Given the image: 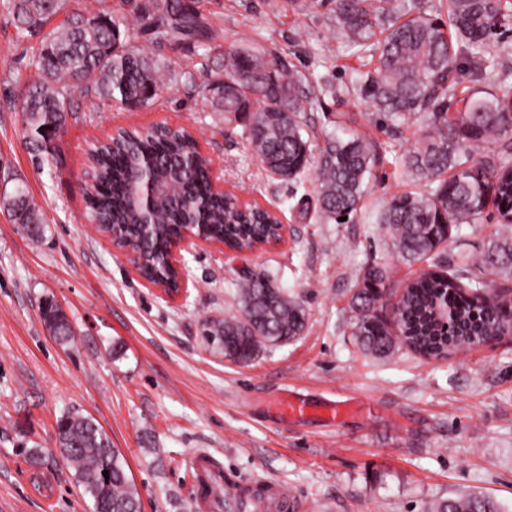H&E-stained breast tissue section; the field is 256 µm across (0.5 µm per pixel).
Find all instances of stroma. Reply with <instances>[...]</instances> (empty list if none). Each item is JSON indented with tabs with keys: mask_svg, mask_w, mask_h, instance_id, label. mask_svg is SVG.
Here are the masks:
<instances>
[{
	"mask_svg": "<svg viewBox=\"0 0 512 512\" xmlns=\"http://www.w3.org/2000/svg\"><path fill=\"white\" fill-rule=\"evenodd\" d=\"M195 0L218 37L160 45L136 40L191 85L165 84L157 102L128 112L97 96H74V111L54 143L53 160L35 169L25 146L20 97L35 69L30 43H17L0 17V188L25 189L39 206V235L24 234L0 211V512H92L57 446V420L70 409L92 417L129 465L142 512H196L190 456L213 454L225 475L263 476L297 492L306 512H425L427 503L481 493L512 512V335L495 344L425 360L408 349L377 359L363 354L349 301L369 265H383L399 292L420 271L396 255L378 215L406 178L395 159L420 128L392 129L372 107L347 95L370 68L362 47L343 36L330 0ZM278 47L302 71L342 89L313 112L310 136L324 145L352 130L370 136L378 155L350 221L320 219L313 175L270 176L243 128L212 111L205 69L223 64L241 40ZM181 126L199 141L213 172L237 198L276 207L288 233L279 245L230 257L203 246L185 255L194 286L176 300L144 287L129 258L84 218L87 153L116 127ZM495 212L452 232L444 264L464 245L482 244ZM266 273L309 317L303 335L238 363L208 343L206 319L238 310L236 283ZM59 304L72 342H57L40 308ZM312 401L355 399L370 413L341 426L322 418L290 423L267 409L287 393ZM39 446L53 489L31 485L26 451Z\"/></svg>",
	"mask_w": 512,
	"mask_h": 512,
	"instance_id": "35a3bbf8",
	"label": "stroma"
}]
</instances>
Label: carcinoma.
<instances>
[{"label":"carcinoma","mask_w":512,"mask_h":512,"mask_svg":"<svg viewBox=\"0 0 512 512\" xmlns=\"http://www.w3.org/2000/svg\"><path fill=\"white\" fill-rule=\"evenodd\" d=\"M123 2L139 29L157 43L216 39L183 0ZM331 3L341 32L359 43L373 63V69L359 75L354 95L392 128L420 118L426 123L400 157L413 186L392 196L379 223L404 263L431 261L433 269L409 282L387 315L377 312L386 269L375 264L364 270L349 302L359 348L368 356L387 358L405 346L433 359L471 349L482 336L512 333V302L485 293V276L512 279V146L502 143L512 131V73L490 70L484 55L491 39L512 24V0H438L437 18L419 0L411 16L397 0ZM59 13L66 20L45 30ZM0 16L12 22L20 43L41 35L32 58L37 76L24 90L21 106L25 144L38 170L53 159L75 91L132 111L153 105L166 73L175 82L194 81L192 72L176 73L165 59L134 47L126 16L112 13L105 0H96L91 14L71 7V0H0ZM463 56L472 63L475 82H490L492 88L463 85ZM203 89L212 111L224 113V121L244 123L266 172L296 181L312 170L323 217L336 221L357 211L375 143L354 132L327 139L315 156L311 138L303 135L308 112L325 96H339L338 89L260 44L225 49L223 69L208 75ZM148 163L165 191L147 218L135 202L139 185L134 177ZM91 170L87 219L136 238L143 253L140 273L148 280L176 279L161 258L177 229L197 223L202 211L204 232L232 248L251 249L277 236L279 220L273 212L257 206L242 211L235 196L212 191L210 163L182 128L162 136L121 129L110 142L93 148ZM490 206L501 229L479 251L464 255L457 270L440 269L438 250L453 228L476 222ZM0 210L25 233L40 232L42 213L23 189L1 195ZM238 306L237 314L203 324L224 357L238 362L254 359L270 344L297 339L308 322L302 302L258 273L241 279ZM43 318L59 343L73 340L68 318L50 301ZM57 428L61 454L94 512H142L122 453L92 418L68 410ZM428 512L502 509L490 498L468 494L438 502Z\"/></svg>","instance_id":"carcinoma-1"}]
</instances>
